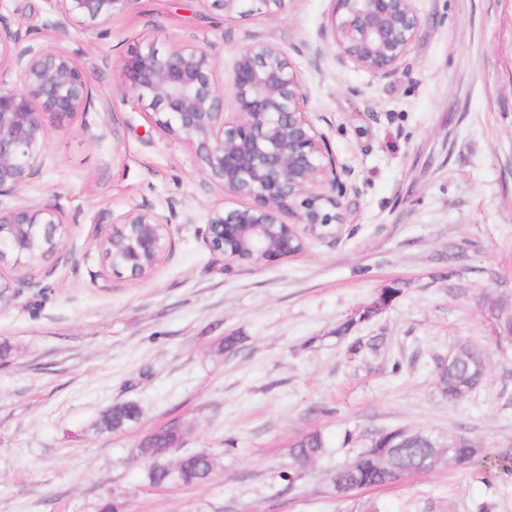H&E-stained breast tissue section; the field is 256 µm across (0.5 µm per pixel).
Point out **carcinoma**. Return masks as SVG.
Segmentation results:
<instances>
[{"instance_id":"cac0c4a2","label":"carcinoma","mask_w":512,"mask_h":512,"mask_svg":"<svg viewBox=\"0 0 512 512\" xmlns=\"http://www.w3.org/2000/svg\"><path fill=\"white\" fill-rule=\"evenodd\" d=\"M488 319L499 334L509 331L512 333V316L502 312V304L496 299H486L483 302ZM459 356L448 363V368L442 373V385L448 387V392L454 393L461 387L466 392L473 391L484 375V352L470 344L457 345ZM137 410L131 404H119L112 407L106 414L101 425L108 430H118L127 422L135 419ZM181 432L176 426H169L152 435L140 448L139 452L151 460L148 470L149 481L153 484L169 483L173 480L183 485H195L205 482L213 472L214 459L206 452H196L181 457L178 468L171 470L163 462L166 451L179 441ZM431 436L425 432H417L399 448H393L384 459L376 458L361 452L350 465H343L332 473L330 483L332 488L345 487L353 491L366 487L388 485L386 469L390 468L412 475L418 470L423 461L433 454L434 449L429 443ZM456 447L448 452V464L460 469L482 470V476L494 471L506 470L512 472V452H502L493 455L489 452L476 457L473 441L466 435L460 434L448 438ZM324 449V440L320 433L313 432L301 439L294 448L295 461L303 466L316 457Z\"/></svg>"}]
</instances>
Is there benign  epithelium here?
I'll return each instance as SVG.
<instances>
[{
  "mask_svg": "<svg viewBox=\"0 0 512 512\" xmlns=\"http://www.w3.org/2000/svg\"><path fill=\"white\" fill-rule=\"evenodd\" d=\"M53 26L78 24L102 31L134 0H56ZM224 15H275L288 0H199ZM421 21L411 0H336L332 39L338 58L376 74L392 71L416 41ZM27 35L0 21V195L20 194L38 178L49 122L89 110L94 78L82 62L52 43L33 47ZM123 81L152 111L159 129L195 153L206 183L246 208L209 211L206 243L228 262L274 261L296 255L307 236L336 235L345 223L335 157L308 117L307 97L283 51L268 42L242 48L234 66L236 112H224V86L214 55L190 40L160 53L141 52L126 63ZM292 221L286 222L282 215ZM66 217L50 205L0 208V262L21 263L38 242L42 253L62 250ZM169 221L132 210L96 245L113 270L138 277L164 256Z\"/></svg>",
  "mask_w": 512,
  "mask_h": 512,
  "instance_id": "7a95c632",
  "label": "benign epithelium"
}]
</instances>
